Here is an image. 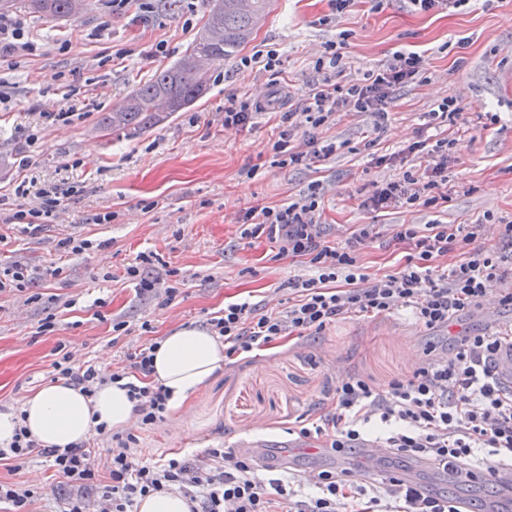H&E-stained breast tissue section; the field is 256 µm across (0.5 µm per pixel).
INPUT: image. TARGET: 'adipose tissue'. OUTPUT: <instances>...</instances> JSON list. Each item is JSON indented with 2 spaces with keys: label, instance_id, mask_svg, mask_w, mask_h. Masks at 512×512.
Returning <instances> with one entry per match:
<instances>
[{
  "label": "adipose tissue",
  "instance_id": "1",
  "mask_svg": "<svg viewBox=\"0 0 512 512\" xmlns=\"http://www.w3.org/2000/svg\"><path fill=\"white\" fill-rule=\"evenodd\" d=\"M224 361V348L207 331L182 328L161 340L154 357V380L173 394L170 408L202 391ZM132 403L116 384L99 388L87 397L65 382L48 385L26 398L19 412L0 413V444L9 443L16 426L25 424L41 443L66 447L86 440L97 422L125 428Z\"/></svg>",
  "mask_w": 512,
  "mask_h": 512
}]
</instances>
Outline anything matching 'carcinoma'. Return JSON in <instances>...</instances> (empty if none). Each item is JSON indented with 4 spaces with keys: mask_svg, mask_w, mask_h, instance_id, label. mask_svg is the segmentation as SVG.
Here are the masks:
<instances>
[{
    "mask_svg": "<svg viewBox=\"0 0 512 512\" xmlns=\"http://www.w3.org/2000/svg\"><path fill=\"white\" fill-rule=\"evenodd\" d=\"M43 15L76 17L72 0H0V10L15 4ZM271 0H206L205 20L184 53L149 81L132 86L123 101L102 113L98 127L114 136L144 134L193 106L208 90L209 67L232 57L250 41Z\"/></svg>",
    "mask_w": 512,
    "mask_h": 512,
    "instance_id": "1",
    "label": "carcinoma"
}]
</instances>
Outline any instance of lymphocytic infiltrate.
<instances>
[{"instance_id": "lymphocytic-infiltrate-1", "label": "lymphocytic infiltrate", "mask_w": 512, "mask_h": 512, "mask_svg": "<svg viewBox=\"0 0 512 512\" xmlns=\"http://www.w3.org/2000/svg\"><path fill=\"white\" fill-rule=\"evenodd\" d=\"M343 59L340 45L326 42L313 62L303 107L282 113V129L272 145L281 164L297 167L332 154L336 146L324 142L322 129L341 112L370 113L373 132H384L396 91L427 80L422 56L399 51L386 65L341 85L335 78L345 69ZM430 118L445 126L438 137L420 128L395 155L375 157L376 165L399 162L403 168L397 178L373 183L361 209H431L451 202L448 160L469 120L453 96L443 98ZM450 126L455 136H448ZM321 196L314 183L294 201L246 213L241 238L278 244L280 254L302 259L311 274L288 279L284 311L233 301L207 319V331L223 343L226 359L243 360L348 317L385 315L401 307L428 331L480 312L490 297L512 312V224L501 225L502 244L494 249L477 244L485 225L496 222L490 212L482 223L467 226L394 225L389 244L401 250L404 262L398 272L373 278L364 273L359 255L362 246L378 239L374 225H358L343 247L330 245L320 222ZM451 253L459 256L456 264L434 273L433 262ZM506 340L503 333L465 332L453 337L448 355L382 387L354 373L337 376L331 411L301 427L300 434L325 439L328 452L339 457L373 444L389 459L429 461L463 484L496 476L512 467V391H503L495 377L496 353ZM157 348L156 341H146L127 353L126 364L104 368L76 360L59 345L53 378L88 396L103 385L124 382L138 424L148 428L163 420L170 399L168 389L152 378ZM138 444L135 432L101 423L85 441L60 449L41 444L22 426L0 448V467L18 472L43 460L70 488L65 512H134L139 498L161 492L184 496L190 512H464L459 499L424 492L397 472L363 485L353 481L349 468L316 469L305 477L313 491L304 494L231 448L179 451L148 461Z\"/></svg>"}]
</instances>
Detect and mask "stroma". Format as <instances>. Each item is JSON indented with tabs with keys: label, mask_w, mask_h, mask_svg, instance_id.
<instances>
[{
	"label": "stroma",
	"mask_w": 512,
	"mask_h": 512,
	"mask_svg": "<svg viewBox=\"0 0 512 512\" xmlns=\"http://www.w3.org/2000/svg\"><path fill=\"white\" fill-rule=\"evenodd\" d=\"M204 11L202 0L174 5L159 0L155 20L146 23L133 5L113 14L111 0H92L76 18L9 9L38 51L0 60V101L6 106L0 111V163L7 168L0 175V234L6 237L0 260L25 265L32 276L29 291L0 295V409H11L49 385L57 345L77 359L108 367L146 340L142 323L163 337L184 327L204 328L228 301L249 296L277 304L280 286L309 269L302 260L280 257L278 245L265 238H241L242 218L249 209L298 198L312 182L327 188L320 220L336 244L358 224L376 225L387 238L395 224H473L488 211L499 221H512V0H469L456 11L427 14L414 11L409 0H384L376 12L358 0L329 24L323 21L327 0H273L241 53L250 56L275 45L290 84L273 111L258 115L252 128L225 131L224 99L231 93H266L275 79L239 71L233 57L213 65L206 95L164 125L133 138L100 133L102 113L119 104L132 85L181 56ZM331 40L345 43L339 83L387 63L399 51L421 54L429 80L399 91L372 151L363 148L370 116L342 112L323 137L349 142V149L307 167L282 166L272 149L279 115L303 102L312 60ZM119 49L125 57L113 60ZM447 96L459 98L472 121L448 164V178L459 193L436 209L361 210L360 199L372 182L397 173L395 167L373 165L371 154L407 145ZM68 107L75 110L68 121H44V113ZM487 112L499 121L486 129L477 117ZM24 132L34 135L33 145L21 140ZM20 174L39 188L55 184L74 190L64 200L61 220L35 237L11 228L16 211L37 204L34 195L16 194L14 179ZM108 211L112 223H93L95 214ZM69 234L95 246L64 258L62 275L51 276L55 244ZM143 251L157 256L153 276L178 269L182 294L174 303L159 305L124 279L126 267ZM108 271L113 279L106 282L102 275ZM50 312L56 316L54 330L38 333ZM503 318L494 307L432 334L404 308L342 320L318 336L221 364L202 394L186 398L152 429L139 431L140 446L157 456L231 448L255 437L286 440L301 418L329 407L337 368L383 384L408 374L429 350L443 352L448 337L468 328L489 331ZM116 320L127 330L115 344ZM12 479L44 489L38 512H62L69 488L46 463H32Z\"/></svg>",
	"instance_id": "1"
}]
</instances>
